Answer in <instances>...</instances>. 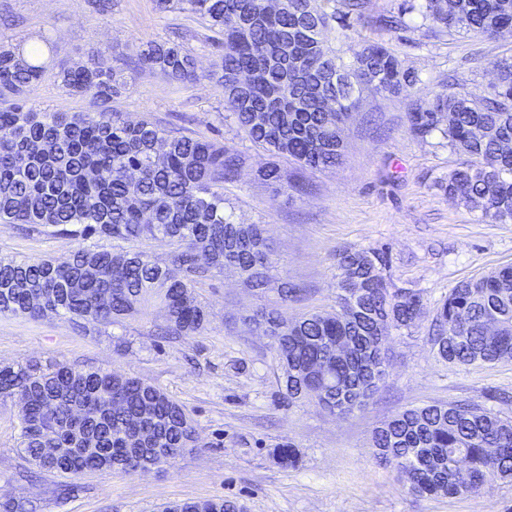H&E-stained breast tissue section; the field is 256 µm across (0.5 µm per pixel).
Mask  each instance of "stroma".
<instances>
[{
	"label": "stroma",
	"instance_id": "obj_1",
	"mask_svg": "<svg viewBox=\"0 0 512 512\" xmlns=\"http://www.w3.org/2000/svg\"><path fill=\"white\" fill-rule=\"evenodd\" d=\"M369 16L343 19L326 37L336 50L363 42L389 47L419 83L395 96L364 93L345 122L342 163L332 170L298 173L281 166L282 180L266 184L257 171L267 153L238 135L224 119V91L214 82L177 86L157 73L133 74L128 90L110 107L121 118L151 119L162 127L235 146L246 163L225 185L235 220L265 225L278 258L264 293L245 288L226 272L199 285L211 316L193 336L162 337L160 317L79 331L68 318L0 316V365L64 363L107 368L160 387L192 418L197 446L174 465L145 472H88L74 478L38 475L22 480L29 464L19 448L18 399L0 401V496L38 500L39 512H156L174 501L224 498L244 512H512V483L467 497L408 495L396 473L373 456L378 426L407 408L469 400L512 417V362L453 365L438 359L428 340L433 316L458 282L512 264V223L481 222L451 200L437 183L458 158L440 134L414 138L408 114L430 98L449 72L466 91L481 96L494 80L491 63L512 55V36L477 39L424 33L421 0H371ZM401 16L402 27L381 20ZM196 36L186 46L202 70L219 59L197 19L155 10L153 0H112L101 16L88 0H0V44L40 47L48 70L29 102L48 112H94L93 93L68 92L61 67L101 53L116 67L139 45L172 38L175 25ZM307 189H291L294 180ZM75 240L0 223V258L38 261L68 256ZM344 247L386 248L394 287L422 297L416 325L394 336L388 376L367 408L339 418L313 401L283 402L280 369L268 337L246 325L258 307L294 317L329 310L336 300V252ZM300 288L282 301V283ZM298 453L283 466L276 449Z\"/></svg>",
	"mask_w": 512,
	"mask_h": 512
}]
</instances>
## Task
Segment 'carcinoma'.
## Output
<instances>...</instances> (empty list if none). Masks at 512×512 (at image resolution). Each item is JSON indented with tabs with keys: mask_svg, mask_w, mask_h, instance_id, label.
Returning <instances> with one entry per match:
<instances>
[{
	"mask_svg": "<svg viewBox=\"0 0 512 512\" xmlns=\"http://www.w3.org/2000/svg\"><path fill=\"white\" fill-rule=\"evenodd\" d=\"M156 0L162 13L201 20L220 59L205 72L184 43L152 41L137 65L177 85L213 81L224 89V119L273 158L259 172L280 181L278 161L324 171L344 156L342 124L357 107L355 86L395 95L417 75L382 43L326 46L330 22L363 16L370 0ZM434 33L492 39L512 30V0H425ZM38 47L0 45V221L50 229L78 240L63 260L0 259V314L39 319L57 313L85 328L163 312L165 336L205 329L209 312L195 288L233 267L260 292L278 259L262 224L238 223L224 198L245 157L224 144L130 123L107 110L39 112L28 95L46 72ZM495 84L483 97L456 80L409 112V131L438 132L461 161L439 181L445 195L512 223V57L493 62ZM73 93L102 104L128 86L120 70L92 54L58 72ZM116 242L107 249L98 244ZM147 238L172 246L159 263L122 246ZM388 252L336 251L338 309L289 320L272 308L244 318L268 336L283 370V399L313 400L347 416L365 408L385 380L389 331L415 324L420 294L393 288ZM432 348L455 365L512 360V265L448 291L429 329ZM23 393L20 447L42 473L134 472L163 450L168 464L195 441L185 410L165 392L105 369L55 364L0 366V400ZM374 456L417 497L468 496L512 482V420L469 401L405 409L376 428ZM0 512H37V499L0 497ZM161 512H241L231 500L175 502Z\"/></svg>",
	"mask_w": 512,
	"mask_h": 512,
	"instance_id": "obj_1",
	"label": "carcinoma"
}]
</instances>
